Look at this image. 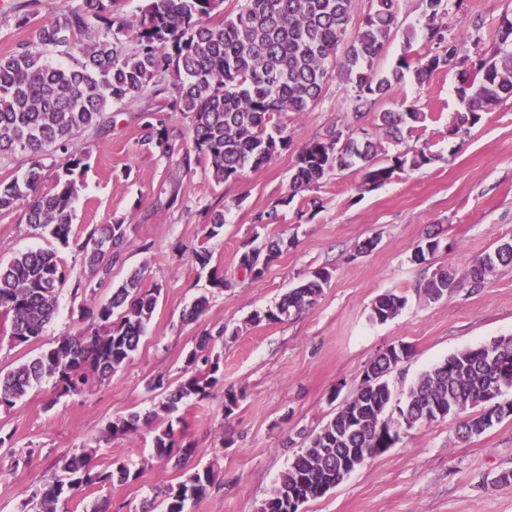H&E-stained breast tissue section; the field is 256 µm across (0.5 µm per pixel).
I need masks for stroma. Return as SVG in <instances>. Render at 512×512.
<instances>
[{
  "label": "stroma",
  "mask_w": 512,
  "mask_h": 512,
  "mask_svg": "<svg viewBox=\"0 0 512 512\" xmlns=\"http://www.w3.org/2000/svg\"><path fill=\"white\" fill-rule=\"evenodd\" d=\"M512 0H450L444 22L448 34L480 37L490 50L503 13ZM455 74L440 72L426 83L407 77L385 109L410 107L426 119L399 146L407 152L428 145L435 159L398 173L368 190L349 169L332 172L311 192L291 194L296 155L310 138L336 127L361 137L373 127V113L355 119L340 80L327 85L309 112L288 114L292 145L240 180L215 185L203 167L189 173L141 147L143 120L137 106L125 108L105 137L88 132L80 143L89 151L85 183L73 203L70 244L53 240L25 222L23 209L0 215V263L36 248H56L69 271L57 290L58 311L43 336L15 345L0 330V370L34 358L59 336L85 325L81 311L106 301L112 283L133 270L145 287L161 294L138 350L111 379L91 381L79 394H58L45 380L16 405L0 407V512H29L31 492L53 477L64 455L88 453L102 466L117 460L130 472L122 483L95 486L61 512H91L109 501L108 512H141L155 486L184 480L183 469L155 457L154 430L184 419L194 443L193 462L214 473V482L187 512H258L279 475L305 438L319 430L360 389L368 364L391 344L409 345L412 354L387 376L395 394L405 393L418 375L449 355L512 336V267H499L479 285L465 284L437 302L417 292L429 269L442 265L464 271L470 260L512 238V99L501 102L468 133L449 134L459 103ZM179 182L182 205L158 210V191ZM322 201L307 212L310 197ZM224 212V228L203 241L207 208ZM129 218L128 245L112 270L111 283L91 280L80 245L90 231ZM440 248L418 262L414 253L426 237ZM282 238L289 247L257 283L238 268L244 244ZM372 250H363L366 241ZM207 246L211 259L200 265L190 251ZM317 270L331 279L316 304L299 315L265 320L289 290ZM226 284L213 285L214 273ZM406 296L399 314L383 324L369 311L384 293ZM205 313L194 322L184 315L199 297ZM224 329L214 348L224 375L204 400L189 399L173 414H155L147 389L155 376L179 383L185 360L203 329ZM238 405L224 412V392ZM153 415L152 427L134 437H110V421L130 412ZM456 420H438L409 431L391 449L367 460L301 512H512V416L463 441ZM31 453L28 465L15 466Z\"/></svg>",
  "instance_id": "35a3bbf8"
}]
</instances>
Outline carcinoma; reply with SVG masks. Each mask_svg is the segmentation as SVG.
Returning a JSON list of instances; mask_svg holds the SVG:
<instances>
[{
    "mask_svg": "<svg viewBox=\"0 0 512 512\" xmlns=\"http://www.w3.org/2000/svg\"><path fill=\"white\" fill-rule=\"evenodd\" d=\"M224 0H145L140 13L129 15L121 0H79L59 17L34 28L30 41L20 42L0 55V159L24 157L26 168L8 182H0V213L24 209L26 223L66 246L72 231L73 199L87 170L88 152L75 146L86 131L105 136L122 109L141 103L145 119V150L190 172L204 163L205 172L218 185L237 181L247 168L270 163L292 145L288 123L281 116L311 110L321 100L332 77L353 92V115L388 99L407 75L423 83L434 73L456 71L461 110L454 113L451 132H466L482 114L512 98V15L499 18L497 42L476 58L464 49L465 40L448 38L443 18L448 0H421L425 22L420 32L404 31L403 53L386 73L375 63L398 30L400 0H375L353 34L354 0H241L235 14L218 22L214 16ZM39 0L12 8L19 28L38 16ZM420 37L423 51L412 49ZM58 53L67 63L51 65L46 57ZM187 120L181 142L169 124L170 115ZM424 120L414 108L402 112L382 110L375 115V134L360 139L343 136L332 126L300 148L291 176L292 195L319 186L331 171L356 169L362 185L375 187L397 172L430 163L428 146L410 152L389 153L382 142L399 144L403 132H412ZM63 154L62 173L44 186V157ZM181 198V186L172 183L160 192L155 207L170 209ZM224 226V212L210 213L202 225V238L210 240ZM129 225L122 221L94 229L80 245L91 279L112 282V269L128 244ZM288 243L282 239L264 246L246 244L239 263L252 282L263 279L268 267ZM512 266V239L475 258L463 275L451 267H438L419 286L429 301H438L469 281L483 282L498 266ZM68 270L55 251L22 252L0 265V315L9 322L16 345L42 336L57 312L56 290ZM330 275L313 272L304 284L291 289L276 310L265 317L279 320L300 314L321 296ZM159 286L142 288V274L131 273L112 288L110 297L86 307L83 314L98 322L74 334L58 337L37 357L6 372L0 371V406L10 407L45 379L54 380L61 394H79L90 380L110 378L139 348L157 306ZM407 298L396 293L377 297L369 320L385 323L405 307ZM224 335L203 330L197 347L186 359L187 377L177 385L164 376L153 378L148 391L159 392L157 408L165 413L178 404L202 399L221 382L220 358L211 356L215 340ZM403 357L377 356L370 367L377 372L372 385L359 391L336 415L312 434L305 448L279 475L261 505L263 512H288L295 493L308 501L342 483L365 462L357 455L347 471L339 467L343 455L356 448H384L375 421L398 406L414 424L436 405L444 417H461L457 434L479 436L512 415V400H501L512 390V337H502L480 348H465L423 371L405 398L398 400L385 374ZM150 416L131 412L113 420V437L136 434ZM186 429L169 424L154 436L156 456L175 460L186 478L177 485L155 488L142 512H186V503L206 495L213 474L188 467L194 444L185 440ZM60 474L31 494L36 512H59L94 485L123 482L127 467L114 461L96 468L91 456L73 454L58 460Z\"/></svg>",
    "mask_w": 512,
    "mask_h": 512,
    "instance_id": "carcinoma-1",
    "label": "carcinoma"
}]
</instances>
